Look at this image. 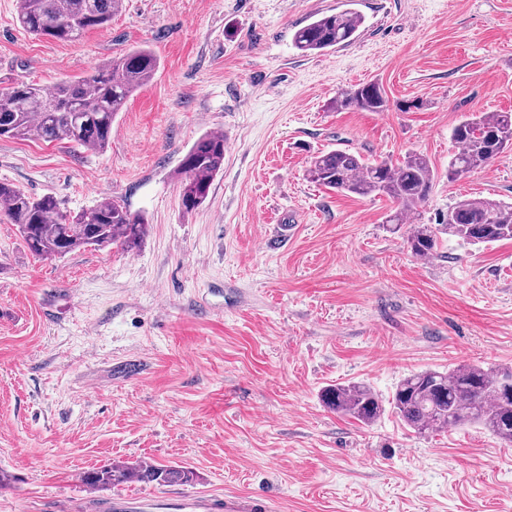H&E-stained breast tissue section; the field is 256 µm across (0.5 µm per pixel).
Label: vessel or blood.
<instances>
[{"instance_id": "vessel-or-blood-1", "label": "vessel or blood", "mask_w": 512, "mask_h": 512, "mask_svg": "<svg viewBox=\"0 0 512 512\" xmlns=\"http://www.w3.org/2000/svg\"><path fill=\"white\" fill-rule=\"evenodd\" d=\"M270 507L265 498L238 494L115 495L97 505L99 512H269Z\"/></svg>"}]
</instances>
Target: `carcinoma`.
I'll return each mask as SVG.
<instances>
[{
  "instance_id": "1",
  "label": "carcinoma",
  "mask_w": 512,
  "mask_h": 512,
  "mask_svg": "<svg viewBox=\"0 0 512 512\" xmlns=\"http://www.w3.org/2000/svg\"><path fill=\"white\" fill-rule=\"evenodd\" d=\"M121 7L122 0H17L16 18L32 35L75 41L92 29L107 26ZM363 23L364 17L351 10L318 13L294 32L293 43L305 55L323 53L353 41ZM157 69L158 58L152 50L137 47L103 62L90 74L62 79L50 89L21 82L0 90V136L65 141L102 152L109 144L112 122ZM333 108L385 112L390 102L378 84L366 83L339 91ZM452 137L459 150L448 162L450 180L482 169L498 155L512 151V113H482L457 125ZM225 149L224 133L213 131L199 138L184 155L181 201L185 210L192 211L208 199L214 179L224 168ZM307 178L338 192L392 199L397 209L387 223L395 229L428 200L436 183L431 164L421 154L410 152L394 165L339 149L313 156ZM0 213L18 226L29 250L46 259L117 243L133 250L146 232L139 215L111 198L72 216L62 210L61 201L53 194L34 197L1 181ZM446 234L473 244L512 240V203L459 200L448 207L439 223L416 227L407 243L414 255L431 257L439 237ZM511 382L512 371L499 367L429 369L404 378L390 406L419 433L474 425L512 446V396L504 394V387ZM320 397L329 409L365 425L385 412L379 395L364 383L331 385ZM194 477L185 466L118 462L85 473L83 480L99 490L132 482L184 483Z\"/></svg>"
}]
</instances>
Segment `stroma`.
Masks as SVG:
<instances>
[{
	"label": "stroma",
	"instance_id": "35a3bbf8",
	"mask_svg": "<svg viewBox=\"0 0 512 512\" xmlns=\"http://www.w3.org/2000/svg\"><path fill=\"white\" fill-rule=\"evenodd\" d=\"M345 0H123L106 28L36 38L0 0V90L53 87L146 46L160 64L101 152L0 138V181L71 213L105 198L143 216L140 246L34 256L0 216V512H57L111 462L191 468L175 492L263 496L273 512H512V447L479 427L364 425L321 390L391 397L408 375L512 367V241L454 237L412 254V225L465 198L512 203V152L448 180L453 128L512 112V0H360L350 44L302 55L292 36ZM375 82L394 106L338 111ZM421 108L399 111L397 102ZM227 142L207 201L185 211L181 161ZM437 179L411 224L387 197L310 182L321 151Z\"/></svg>",
	"mask_w": 512,
	"mask_h": 512
}]
</instances>
